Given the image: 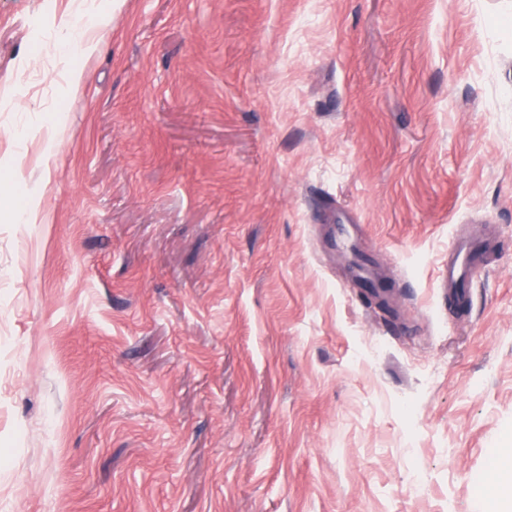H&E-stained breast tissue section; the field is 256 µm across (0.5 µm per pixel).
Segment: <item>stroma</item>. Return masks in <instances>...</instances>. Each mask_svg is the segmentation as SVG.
Here are the masks:
<instances>
[{
  "instance_id": "obj_1",
  "label": "stroma",
  "mask_w": 512,
  "mask_h": 512,
  "mask_svg": "<svg viewBox=\"0 0 512 512\" xmlns=\"http://www.w3.org/2000/svg\"><path fill=\"white\" fill-rule=\"evenodd\" d=\"M78 2L0 0V512H500L512 0ZM481 249V244L476 240L455 239L452 242L448 267L442 273L439 284L445 295L451 291L468 298L470 271Z\"/></svg>"
}]
</instances>
